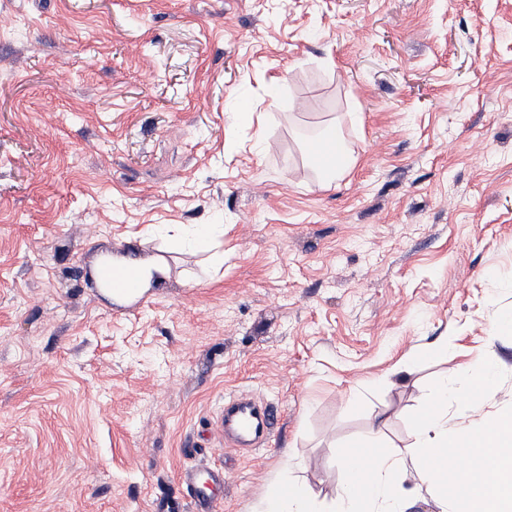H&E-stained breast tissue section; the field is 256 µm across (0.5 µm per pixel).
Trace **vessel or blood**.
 I'll return each instance as SVG.
<instances>
[{"instance_id":"vessel-or-blood-1","label":"vessel or blood","mask_w":512,"mask_h":512,"mask_svg":"<svg viewBox=\"0 0 512 512\" xmlns=\"http://www.w3.org/2000/svg\"><path fill=\"white\" fill-rule=\"evenodd\" d=\"M224 436L235 446L255 447L264 443L278 424V416L265 404L242 399L229 402L221 418ZM190 498L191 509H184L180 500H166L160 512H214L220 495L224 492L222 469L209 470L205 475L183 471L180 475Z\"/></svg>"}]
</instances>
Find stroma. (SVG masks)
I'll list each match as a JSON object with an SVG mask.
<instances>
[{
  "label": "stroma",
  "mask_w": 512,
  "mask_h": 512,
  "mask_svg": "<svg viewBox=\"0 0 512 512\" xmlns=\"http://www.w3.org/2000/svg\"><path fill=\"white\" fill-rule=\"evenodd\" d=\"M0 512H215L337 450L410 445L430 383L490 359L512 405V0H0ZM155 79L142 81L145 71ZM352 166L321 182L305 140ZM220 224L210 253L183 229ZM169 277L116 302L105 252ZM448 348L410 372L416 349ZM248 395L277 430L235 448ZM309 155L319 163L320 173L325 181H333L352 164L344 143L335 128L323 131L318 138L307 145ZM318 155L328 157L327 160H317ZM221 424L225 438L235 446L256 447L273 432L278 424V416L268 405L242 399L224 406ZM190 498L192 512H214L219 496L224 493V470H209L205 475L185 470L180 475Z\"/></svg>",
  "instance_id": "stroma-1"
}]
</instances>
